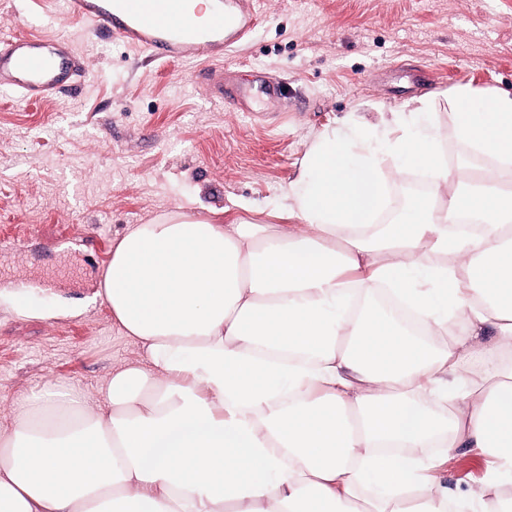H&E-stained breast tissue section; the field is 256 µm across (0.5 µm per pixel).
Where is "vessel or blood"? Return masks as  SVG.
<instances>
[{
	"label": "vessel or blood",
	"instance_id": "1",
	"mask_svg": "<svg viewBox=\"0 0 512 512\" xmlns=\"http://www.w3.org/2000/svg\"><path fill=\"white\" fill-rule=\"evenodd\" d=\"M207 2L203 18L189 0H68V6L72 17L111 30L128 46L198 65L223 57L225 49L246 40L258 20V0ZM26 26L25 17H18L16 33L0 42V79L26 99H47L74 82L80 62L54 42L29 35ZM218 91L222 99L241 103L256 94L279 99L286 86L276 79L262 81L256 89L225 82Z\"/></svg>",
	"mask_w": 512,
	"mask_h": 512
}]
</instances>
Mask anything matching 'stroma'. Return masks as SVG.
Segmentation results:
<instances>
[{"mask_svg":"<svg viewBox=\"0 0 512 512\" xmlns=\"http://www.w3.org/2000/svg\"><path fill=\"white\" fill-rule=\"evenodd\" d=\"M30 28L67 42L82 72L33 103L0 84V241L22 250L0 278V431L19 404L63 385L90 404L140 348L103 296L101 256L135 224L186 212L220 224L275 223L313 141L379 135L426 99L449 169L476 163L453 134L458 86L512 93V0H263L250 39L207 77L149 57L48 0ZM288 80L296 97L234 106L223 75ZM84 244L64 257L61 231ZM489 459L455 448L448 487L478 486Z\"/></svg>","mask_w":512,"mask_h":512,"instance_id":"stroma-1","label":"stroma"}]
</instances>
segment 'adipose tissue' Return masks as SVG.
<instances>
[{"mask_svg": "<svg viewBox=\"0 0 512 512\" xmlns=\"http://www.w3.org/2000/svg\"><path fill=\"white\" fill-rule=\"evenodd\" d=\"M451 172L425 106L320 135L275 224L130 229L104 293L143 352L102 406L52 387L0 437V512H512V94L457 87ZM426 195L391 224L385 172ZM411 307L407 332L379 291ZM484 449L450 492L437 451Z\"/></svg>", "mask_w": 512, "mask_h": 512, "instance_id": "obj_1", "label": "adipose tissue"}]
</instances>
